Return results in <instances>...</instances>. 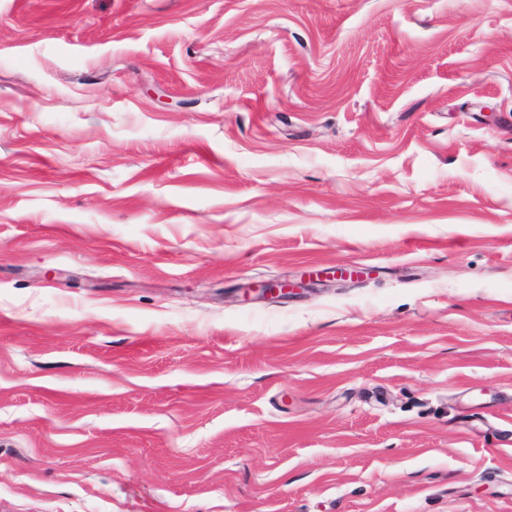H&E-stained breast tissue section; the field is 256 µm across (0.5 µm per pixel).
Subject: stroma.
Segmentation results:
<instances>
[{"label": "stroma", "mask_w": 512, "mask_h": 512, "mask_svg": "<svg viewBox=\"0 0 512 512\" xmlns=\"http://www.w3.org/2000/svg\"><path fill=\"white\" fill-rule=\"evenodd\" d=\"M0 512H512V0H0Z\"/></svg>", "instance_id": "35a3bbf8"}]
</instances>
